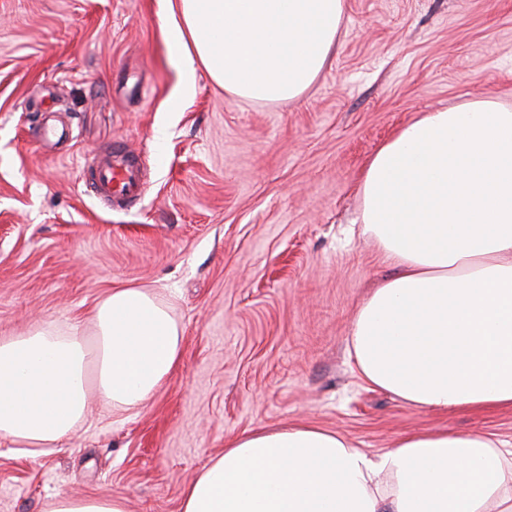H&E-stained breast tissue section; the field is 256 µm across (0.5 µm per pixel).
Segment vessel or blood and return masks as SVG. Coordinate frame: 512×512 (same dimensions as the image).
I'll use <instances>...</instances> for the list:
<instances>
[{
	"mask_svg": "<svg viewBox=\"0 0 512 512\" xmlns=\"http://www.w3.org/2000/svg\"><path fill=\"white\" fill-rule=\"evenodd\" d=\"M86 183L95 195L115 204L132 199L141 192L138 165L122 145L116 146L97 162L89 172Z\"/></svg>",
	"mask_w": 512,
	"mask_h": 512,
	"instance_id": "1",
	"label": "vessel or blood"
}]
</instances>
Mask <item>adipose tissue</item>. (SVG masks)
Instances as JSON below:
<instances>
[{
  "mask_svg": "<svg viewBox=\"0 0 512 512\" xmlns=\"http://www.w3.org/2000/svg\"><path fill=\"white\" fill-rule=\"evenodd\" d=\"M346 0H165L180 94L205 69L225 93L299 100L337 45ZM361 233L393 270L359 306L357 378L416 408L512 409V108L423 113L367 162ZM183 329L147 287H116L90 330L0 336V440L55 448L91 403L144 408L179 365ZM181 512H512V448L480 433L407 432L371 454L296 424L253 430L181 493Z\"/></svg>",
  "mask_w": 512,
  "mask_h": 512,
  "instance_id": "ef3b65f1",
  "label": "adipose tissue"
}]
</instances>
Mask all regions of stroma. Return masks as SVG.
<instances>
[{"label":"stroma","mask_w":512,"mask_h":512,"mask_svg":"<svg viewBox=\"0 0 512 512\" xmlns=\"http://www.w3.org/2000/svg\"><path fill=\"white\" fill-rule=\"evenodd\" d=\"M157 0H0V336L87 326L109 289L150 286L184 330L146 408L92 405L58 448L0 443V512L120 496L180 512L186 483L257 429L312 424L369 453L411 431L512 443V410L441 412L362 384L351 321L390 273L361 236L367 159L422 113L512 107V0H347L329 66L299 100L240 101L198 70L178 97ZM53 99L65 135L37 134ZM143 192L106 206L82 169L113 145Z\"/></svg>","instance_id":"1"}]
</instances>
